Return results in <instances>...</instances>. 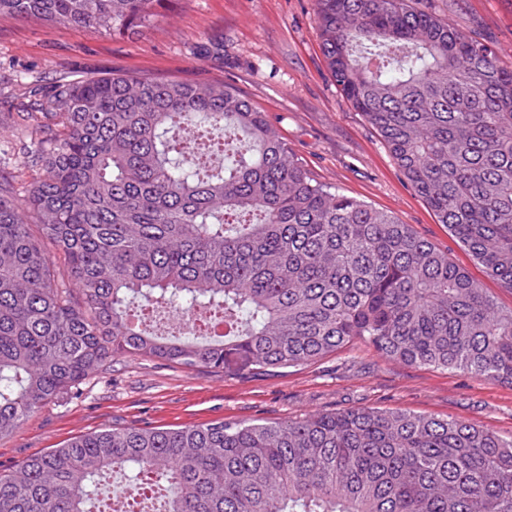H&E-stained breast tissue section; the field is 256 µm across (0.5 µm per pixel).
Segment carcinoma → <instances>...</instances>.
I'll return each instance as SVG.
<instances>
[{
  "label": "carcinoma",
  "mask_w": 512,
  "mask_h": 512,
  "mask_svg": "<svg viewBox=\"0 0 512 512\" xmlns=\"http://www.w3.org/2000/svg\"><path fill=\"white\" fill-rule=\"evenodd\" d=\"M157 0H0V15L130 34ZM336 85L436 217L512 290V67L411 0H315ZM36 177H0V435L115 353L246 376L355 341L512 386V309L396 216L316 181L225 82L114 73L35 84ZM224 335L155 336L142 307ZM131 472L166 512H512V439L351 409L82 435L0 474V512H89Z\"/></svg>",
  "instance_id": "obj_1"
}]
</instances>
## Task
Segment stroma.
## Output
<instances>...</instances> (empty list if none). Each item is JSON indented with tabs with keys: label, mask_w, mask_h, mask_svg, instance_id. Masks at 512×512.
<instances>
[{
	"label": "stroma",
	"mask_w": 512,
	"mask_h": 512,
	"mask_svg": "<svg viewBox=\"0 0 512 512\" xmlns=\"http://www.w3.org/2000/svg\"><path fill=\"white\" fill-rule=\"evenodd\" d=\"M468 35L490 42L512 66V0H428ZM133 35L0 15V174L24 195L34 178L13 127L32 81L112 73L231 84L260 108L319 181L392 213L481 280L495 303L512 290L437 223L375 129L337 87L321 50L314 0H162ZM351 408L456 418L512 437V386L459 371L382 358L357 342L316 361L241 377L155 359L112 356L79 393L59 399L0 437V473L84 434L179 428L220 421L277 422Z\"/></svg>",
	"instance_id": "stroma-1"
}]
</instances>
